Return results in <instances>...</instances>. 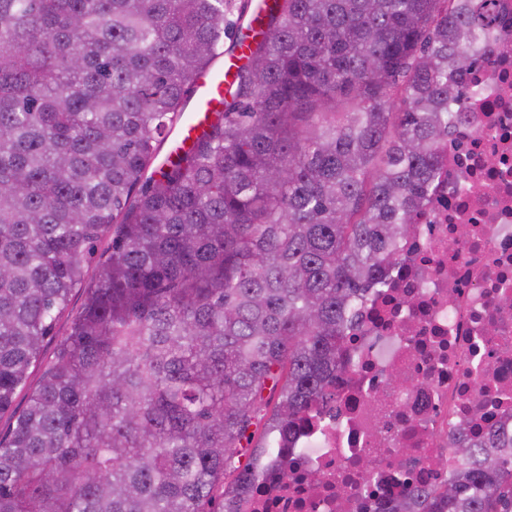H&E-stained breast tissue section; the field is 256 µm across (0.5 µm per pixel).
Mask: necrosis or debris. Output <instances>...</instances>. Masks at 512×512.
<instances>
[{
	"label": "necrosis or debris",
	"instance_id": "4bbe7bcc",
	"mask_svg": "<svg viewBox=\"0 0 512 512\" xmlns=\"http://www.w3.org/2000/svg\"><path fill=\"white\" fill-rule=\"evenodd\" d=\"M499 2L431 199L357 311L349 376L290 439L270 436L239 512H390L453 477L459 440L512 437V0ZM392 372L403 388L385 386Z\"/></svg>",
	"mask_w": 512,
	"mask_h": 512
}]
</instances>
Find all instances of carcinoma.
Here are the masks:
<instances>
[{
    "label": "carcinoma",
    "instance_id": "carcinoma-1",
    "mask_svg": "<svg viewBox=\"0 0 512 512\" xmlns=\"http://www.w3.org/2000/svg\"><path fill=\"white\" fill-rule=\"evenodd\" d=\"M246 2L0 0V512H235L245 445L335 397L496 0H271L230 22ZM226 37L242 54L206 130L157 166ZM455 453L391 512H512V441Z\"/></svg>",
    "mask_w": 512,
    "mask_h": 512
}]
</instances>
